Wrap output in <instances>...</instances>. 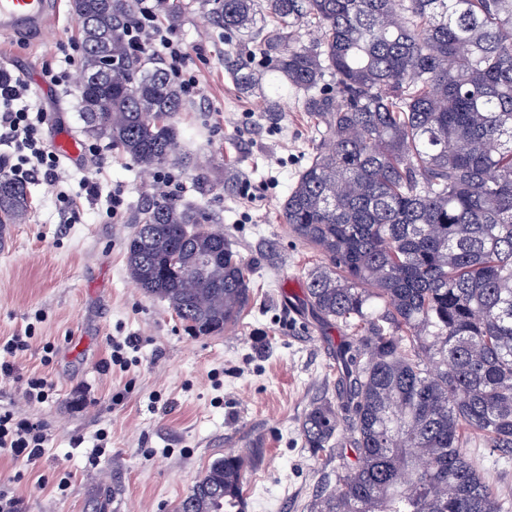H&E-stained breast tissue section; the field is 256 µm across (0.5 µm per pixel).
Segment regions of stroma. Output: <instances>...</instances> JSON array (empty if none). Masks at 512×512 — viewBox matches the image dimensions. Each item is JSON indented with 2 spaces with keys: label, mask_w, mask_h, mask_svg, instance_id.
Returning a JSON list of instances; mask_svg holds the SVG:
<instances>
[{
  "label": "stroma",
  "mask_w": 512,
  "mask_h": 512,
  "mask_svg": "<svg viewBox=\"0 0 512 512\" xmlns=\"http://www.w3.org/2000/svg\"><path fill=\"white\" fill-rule=\"evenodd\" d=\"M213 0H184L177 37L195 47L200 81L193 111L177 116L195 168L167 166L173 199L206 212L251 269L254 299L223 333L194 336L168 305L129 278L125 244L157 194L145 170L108 140L83 134L75 91L53 87L45 67L80 28L63 9L48 32L0 38V72L25 82L43 110L47 140L59 133L96 146L97 156L61 161L65 196L43 175L27 180L31 208L0 247V340L28 339L26 351L0 350L14 375L0 377V413L44 424L48 441L35 466L0 453V493L21 512H174L217 458L250 454L244 512H307L312 497L352 454L314 456L302 423L313 402H336L334 351L351 333L319 325L301 307L319 256L284 224L281 205L318 145L316 120L293 90L248 93L227 63L252 43L211 20ZM99 181L120 195L88 196ZM136 338L126 368L102 370L111 345ZM53 385L48 402L25 400L19 378Z\"/></svg>",
  "instance_id": "stroma-1"
}]
</instances>
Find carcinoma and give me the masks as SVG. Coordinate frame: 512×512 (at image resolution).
I'll use <instances>...</instances> for the list:
<instances>
[{
    "mask_svg": "<svg viewBox=\"0 0 512 512\" xmlns=\"http://www.w3.org/2000/svg\"><path fill=\"white\" fill-rule=\"evenodd\" d=\"M213 2L227 33L261 9ZM130 8L73 0L84 133L146 167L187 164L174 119L192 104L163 67L127 53ZM266 14L265 69L323 127L282 206L322 258L306 305L357 334L336 347L340 404H313L302 424L319 455L345 422L355 461L307 512H506L512 493L464 448L473 435L512 457V0H266ZM231 76L244 90L257 81L244 58ZM29 209L26 183L0 171V230ZM126 269L198 336L251 302L224 232L163 195L139 213ZM246 463L213 461L175 512H244Z\"/></svg>",
    "mask_w": 512,
    "mask_h": 512,
    "instance_id": "obj_1",
    "label": "carcinoma"
}]
</instances>
